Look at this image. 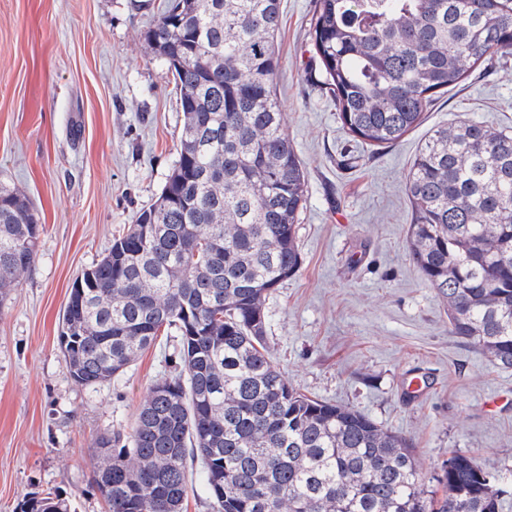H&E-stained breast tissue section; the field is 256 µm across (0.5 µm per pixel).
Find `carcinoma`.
Listing matches in <instances>:
<instances>
[{
  "mask_svg": "<svg viewBox=\"0 0 512 512\" xmlns=\"http://www.w3.org/2000/svg\"><path fill=\"white\" fill-rule=\"evenodd\" d=\"M280 0H168L146 32L179 89L180 149L160 195L72 284L60 349L96 388L172 329L179 370L130 430L91 448L109 512H184L188 463L213 512H498V478L455 451L436 498L406 439L308 397L277 368L266 301L301 265L306 170L274 89ZM320 90L360 142L396 144L437 97L512 51V0H316ZM408 243L451 334L512 369V127L430 131L410 167ZM39 217L0 186V300L32 268ZM21 512H69L48 492Z\"/></svg>",
  "mask_w": 512,
  "mask_h": 512,
  "instance_id": "carcinoma-1",
  "label": "carcinoma"
}]
</instances>
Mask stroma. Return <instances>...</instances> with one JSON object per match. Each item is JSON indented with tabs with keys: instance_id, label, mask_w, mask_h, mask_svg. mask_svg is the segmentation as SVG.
<instances>
[{
	"instance_id": "obj_1",
	"label": "stroma",
	"mask_w": 512,
	"mask_h": 512,
	"mask_svg": "<svg viewBox=\"0 0 512 512\" xmlns=\"http://www.w3.org/2000/svg\"><path fill=\"white\" fill-rule=\"evenodd\" d=\"M163 0H0V184L40 217L35 263L0 304V512L54 492L71 512H108L90 448L128 427L177 366L159 336L111 383L70 378L60 315L75 278L159 196L183 114L144 36ZM316 0H281L276 92L306 168L301 266L266 302L271 355L303 394L359 410L405 438L426 480L462 450L499 477L512 512V370L448 331V305L408 250L412 161L430 129L512 126V53L441 95L393 146L356 140L316 81ZM426 387L404 389L409 375Z\"/></svg>"
}]
</instances>
